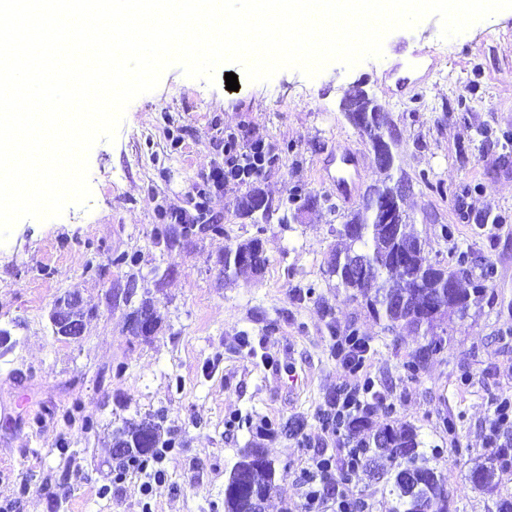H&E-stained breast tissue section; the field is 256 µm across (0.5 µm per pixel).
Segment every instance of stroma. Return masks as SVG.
<instances>
[{"label": "stroma", "instance_id": "obj_1", "mask_svg": "<svg viewBox=\"0 0 512 512\" xmlns=\"http://www.w3.org/2000/svg\"><path fill=\"white\" fill-rule=\"evenodd\" d=\"M418 49L433 72L408 70L414 88L394 92L392 70ZM220 71L211 85L167 69L127 107L115 141L92 148L88 204L44 222L21 220L0 245V505L224 512L239 451L255 443L275 467L265 512H281L286 501L303 505L299 476L311 457L346 455V430L322 424L330 400L368 376L383 395L369 422L411 425L424 449H437L431 464L446 479L451 512H495L493 496L469 475L494 452L487 437L496 404L512 398V9L449 40L439 19L426 17L390 32L381 57L351 68L333 62L311 79L296 69L266 82L248 81L236 64ZM229 72L238 90H227ZM359 83L399 135L396 165L411 184L403 207L428 258L444 266L466 251L474 275L493 271L467 317L439 322L443 349L412 374L405 366L423 336L387 328L327 272L330 251L341 245L338 215L355 203L289 221L278 212L262 228L236 209L256 188L276 204L297 188L332 195L321 170L344 149L363 161L360 186L379 179L370 145L340 107ZM231 135L269 148L262 175L223 189L205 185ZM430 181L447 194L428 190ZM201 199L223 236L200 232L172 251L154 243L163 214H194ZM484 215L488 223L478 224ZM445 225L451 237H443ZM254 237L265 270L225 285V241ZM116 252L137 255V265H108ZM131 274L156 303L159 330L147 341L126 326L117 280ZM306 285L313 295L297 298L296 287ZM66 294L91 312L77 343L52 331L50 312ZM332 323L369 340L366 375L334 356ZM243 335L251 342L244 350ZM149 417L174 446L161 464L163 483L147 495L148 475L114 484L112 432ZM295 418L304 423L298 436L259 434L264 423Z\"/></svg>", "mask_w": 512, "mask_h": 512}]
</instances>
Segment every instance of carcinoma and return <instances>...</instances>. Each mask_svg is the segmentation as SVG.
Segmentation results:
<instances>
[{
  "instance_id": "1",
  "label": "carcinoma",
  "mask_w": 512,
  "mask_h": 512,
  "mask_svg": "<svg viewBox=\"0 0 512 512\" xmlns=\"http://www.w3.org/2000/svg\"><path fill=\"white\" fill-rule=\"evenodd\" d=\"M364 105L367 112H347L346 118L360 135L371 144L388 140L396 146L398 133L385 124L381 113L377 112L372 99ZM385 177L369 185L362 198L361 207L350 214L339 212L337 204L325 195H311L295 191L288 197L293 206L292 217H297L307 204L312 207L325 206L342 219L336 234L344 241L343 249L334 251L328 259V273L337 278L340 284L358 292L378 319L388 322L395 328L401 325L416 330L424 329L428 336L426 345L420 348L419 361L406 365L410 373L416 372L419 362L439 352L442 339L434 334L435 323L448 311L465 317L470 308L471 297L480 296L487 288V279H472L470 255L461 251L455 255V269L450 271L432 262L425 254L422 241L407 231L409 216H404L401 224L389 225L383 221L382 200L394 195L397 184L404 178H394L387 168H381ZM280 206L266 199L259 190H254L240 198L237 211L251 217L255 223H270ZM210 232L224 235L220 224H158L153 238L158 244L172 251L180 243L197 232ZM224 280L232 281L244 272L260 274L267 258L261 240L257 237L236 244L224 245ZM456 277L453 294H448V277ZM131 335L147 338L143 326L156 323L154 306L150 299H143L127 315ZM350 350L347 363L355 366V355L366 350V341L357 338L355 330L347 333ZM349 433H362L357 440L347 441L355 448L363 449L365 461L383 470L387 475L389 494L395 496L392 512H419L418 497L404 485L405 475L414 473L425 483L422 497L428 503L429 512H448V495L444 490V477L429 465L426 454L421 450L422 441L416 429L407 424L386 425L382 429L367 433L366 416L350 414L342 419ZM299 420L266 425V431L296 437L301 433ZM163 426L153 418H145L138 423H130L112 433V447L129 448L131 452L121 459H146L159 453L161 448L171 447V442L163 439ZM474 485L493 491L494 467L479 465L473 471ZM275 468L262 448H245L235 463L227 484L224 487V512H254L255 502L275 490Z\"/></svg>"
}]
</instances>
